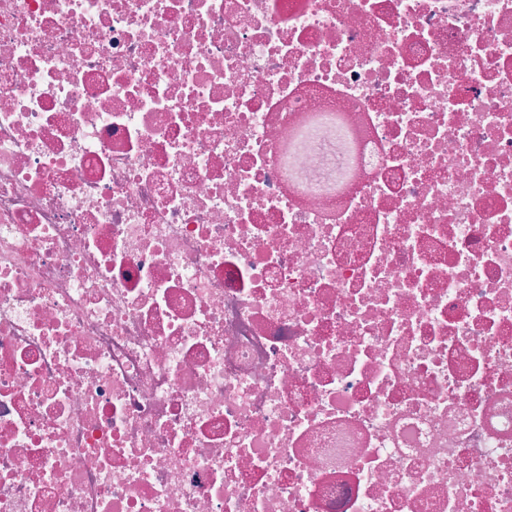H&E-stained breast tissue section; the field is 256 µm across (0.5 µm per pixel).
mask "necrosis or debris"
Wrapping results in <instances>:
<instances>
[{"label":"necrosis or debris","mask_w":512,"mask_h":512,"mask_svg":"<svg viewBox=\"0 0 512 512\" xmlns=\"http://www.w3.org/2000/svg\"><path fill=\"white\" fill-rule=\"evenodd\" d=\"M0 512H512V0H0Z\"/></svg>","instance_id":"necrosis-or-debris-1"}]
</instances>
